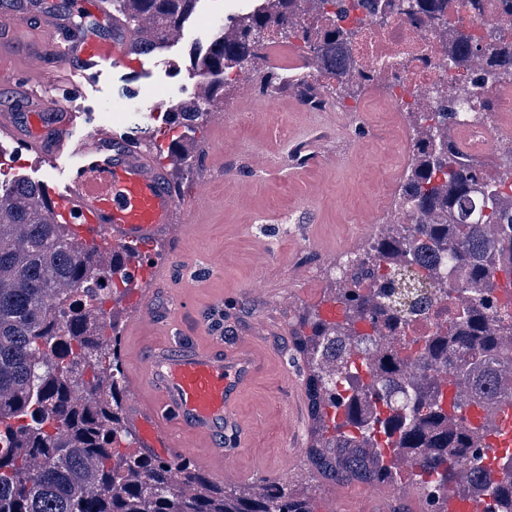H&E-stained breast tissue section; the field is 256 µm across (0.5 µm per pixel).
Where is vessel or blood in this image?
Here are the masks:
<instances>
[{
    "label": "vessel or blood",
    "instance_id": "b4317fda",
    "mask_svg": "<svg viewBox=\"0 0 512 512\" xmlns=\"http://www.w3.org/2000/svg\"><path fill=\"white\" fill-rule=\"evenodd\" d=\"M24 36L34 43L26 57L6 52V45ZM137 42V33L117 19L106 34L92 25L75 27L70 18L55 16L49 0H16L0 10V82L24 87L21 109L0 115V134L21 135L32 113L43 110L42 88H55L59 98L53 112H46V122L21 136L61 175L62 186L52 193L56 222L73 225L83 238L131 244L144 254L177 219L178 201L167 175L149 149L121 139L111 127L93 123L85 109L74 108L73 81L65 68L76 63L91 85L109 69H137ZM258 369V356L248 342L213 349L159 347L144 361L157 400L132 401L131 423L141 447H169L164 425L169 416L179 427L182 446L205 435L224 440L215 456L240 448L237 405ZM486 415L483 440L511 447L512 403L493 406Z\"/></svg>",
    "mask_w": 512,
    "mask_h": 512
}]
</instances>
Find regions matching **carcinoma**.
Returning <instances> with one entry per match:
<instances>
[{"label": "carcinoma", "instance_id": "obj_1", "mask_svg": "<svg viewBox=\"0 0 512 512\" xmlns=\"http://www.w3.org/2000/svg\"><path fill=\"white\" fill-rule=\"evenodd\" d=\"M229 20L232 34L210 42L194 69L210 77L204 96L178 101L165 115L173 131L167 151L188 161L192 136L224 95L230 75L261 58L272 35L295 33L320 73L349 90L374 74L348 53L359 39L351 13H375V0H276L267 10L249 0ZM475 10L512 15V0H470ZM198 0H112L141 34V53L180 29ZM448 0H410L398 12L412 21L437 20ZM305 18L306 27L295 20ZM485 54L486 66L469 73L455 95L439 97L419 113L428 134L413 146V164L400 194L405 223L372 241L377 260L397 273L443 290L448 332L425 341L414 378L394 345L377 353L366 345L379 328L397 333L419 312L427 292H412L405 308L390 298L391 276L376 264H355L351 280L333 289L343 318L318 312L299 323L298 346L308 366L314 444L308 465L318 481L385 482L396 479L388 459L413 456L425 491L452 490L467 478L495 505L512 512V447L494 464L477 449V410L512 398L502 373L512 371V349L499 338L512 324L488 312L495 275H512V204H503L506 180L487 181L473 160L448 140V125L490 109L482 90L512 77V42L486 48L463 31L449 38L448 61L467 64ZM136 250H108L58 224L44 186L18 178L0 192V512H316L314 499L276 483L258 492L231 490L187 464L129 450L132 434L122 407L123 380L117 324L103 321L133 275ZM476 287L482 307L465 303Z\"/></svg>", "mask_w": 512, "mask_h": 512}]
</instances>
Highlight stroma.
<instances>
[{"label":"stroma","mask_w":512,"mask_h":512,"mask_svg":"<svg viewBox=\"0 0 512 512\" xmlns=\"http://www.w3.org/2000/svg\"><path fill=\"white\" fill-rule=\"evenodd\" d=\"M241 2L199 0L175 38L143 55L141 69H112L97 86L81 85L76 105L92 108L95 123L147 147L163 143L169 99L196 92L191 57L207 48V35L216 32L214 19L231 17ZM279 94L287 111L266 112L258 84L237 80L218 103L222 119L207 118L197 130L191 168L163 159L179 202L204 182L209 195L201 211L188 223L170 225L150 251V265L167 267V279L135 276L116 307L120 370L125 382H132L158 345L207 348L251 341L261 369L237 409L242 446L220 462L212 457L211 441L200 437L181 453H165V460L189 463L210 478L225 469L224 485L241 491L283 483L331 512H394L400 505L426 512V495L408 475L387 483L388 497L374 503L368 500L372 484L310 478L307 367L295 338L302 315L326 312L347 257L363 239L381 232L374 200L383 187L403 184L408 167L398 158L412 154L416 118L406 115L408 133L401 140L381 136L367 124L348 128L344 113L333 107L307 111L296 86ZM110 100L122 101V108L104 110ZM345 136L357 143L358 152L339 161L328 151L332 139ZM289 137L308 140L307 166L289 159ZM20 177L50 188L58 175L22 139L1 137L0 190ZM146 306L155 310L156 323L130 330V321Z\"/></svg>","instance_id":"stroma-1"}]
</instances>
